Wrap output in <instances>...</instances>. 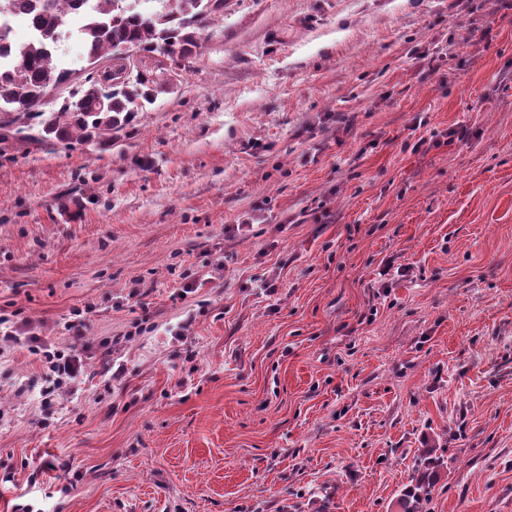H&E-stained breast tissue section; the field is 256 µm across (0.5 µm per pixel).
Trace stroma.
<instances>
[{"instance_id": "35a3bbf8", "label": "stroma", "mask_w": 512, "mask_h": 512, "mask_svg": "<svg viewBox=\"0 0 512 512\" xmlns=\"http://www.w3.org/2000/svg\"><path fill=\"white\" fill-rule=\"evenodd\" d=\"M450 3L224 0L106 147L0 113V316L87 323L51 404L0 358V512H402L425 448L512 512V10Z\"/></svg>"}]
</instances>
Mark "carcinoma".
<instances>
[{"mask_svg": "<svg viewBox=\"0 0 512 512\" xmlns=\"http://www.w3.org/2000/svg\"><path fill=\"white\" fill-rule=\"evenodd\" d=\"M86 0H0V15L22 11L36 34L27 43L12 44L11 29L0 26V48L12 45V58L0 57V112H21L36 121L40 142L86 144L112 141L133 122L136 113L153 103L162 71L138 73L112 86L73 76L58 59L63 39L72 35L69 20ZM163 9L151 14L129 0H96L94 11L78 29L89 64L112 61L117 67L131 57L165 56L171 67L186 73L198 56L200 29L208 18L224 10V0H160ZM68 89L59 108L47 111L46 80ZM443 465L438 457L425 459L417 484L404 494V512H423L426 483Z\"/></svg>", "mask_w": 512, "mask_h": 512, "instance_id": "cac0c4a2", "label": "carcinoma"}]
</instances>
